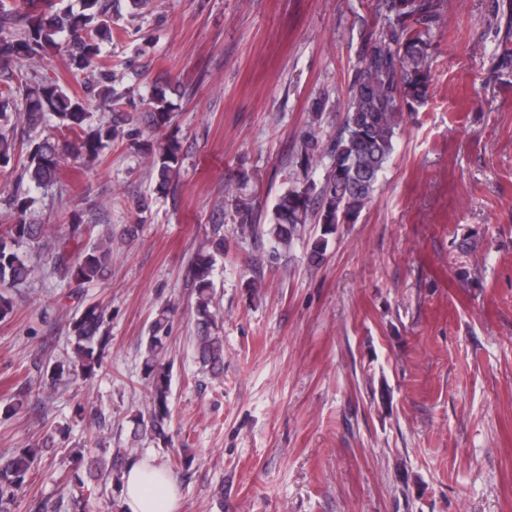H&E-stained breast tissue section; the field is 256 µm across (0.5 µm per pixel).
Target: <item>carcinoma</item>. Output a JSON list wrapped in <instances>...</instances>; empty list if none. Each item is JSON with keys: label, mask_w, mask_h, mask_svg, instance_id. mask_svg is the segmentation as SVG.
<instances>
[{"label": "carcinoma", "mask_w": 512, "mask_h": 512, "mask_svg": "<svg viewBox=\"0 0 512 512\" xmlns=\"http://www.w3.org/2000/svg\"><path fill=\"white\" fill-rule=\"evenodd\" d=\"M29 0L33 9L0 0V70L35 63L49 54L64 57L72 72L90 71L97 79L70 91L58 81H32L8 76L0 86V166L8 165L17 147L27 148L21 179L29 190L15 192L11 199L12 223L0 232V288H16L28 281L33 258L44 255L63 268L70 283L80 289L105 279L112 267V247L104 241L91 249L82 246L88 228L65 224L64 242L48 249L43 224L28 221L34 200L32 189H46L57 182L63 157L87 165L101 161L103 151L117 138L137 133L144 122L150 134L136 140L154 178L156 191L164 193L176 182L182 161V143L168 134L174 107L168 89L155 87L147 115L117 112L110 122L93 121L92 103L102 107L118 104L112 92L109 68L103 63L106 46L112 44L111 0H77L78 6ZM377 21L365 39L351 76L345 116L336 136L324 139L322 114L328 98L320 95L308 107L310 119L300 135L296 164L303 176L277 196L270 220L257 223L248 206L236 209L242 228L270 243L272 264L308 224L320 226L309 252V263L321 265L328 238L339 224H354L367 207L380 176L396 149L403 116L423 106L431 95L432 66L437 38L444 25L441 0H376ZM53 121L63 139L49 135L33 138L30 132ZM323 168L320 181L309 176ZM211 248L200 249L191 259L196 300L193 309L194 352L200 370L218 378L224 371V339L218 334L213 305V270L216 257L224 255V225L211 230ZM175 309L161 308L151 319L144 337L143 408L132 418V439L150 438L170 445L171 396L169 335ZM107 309L90 303L68 322L70 352L48 363L40 379L50 395L61 386L92 378L102 368L110 336ZM61 454L68 465L66 485L73 512H87L91 497L102 499L112 509L109 485H122L123 474L139 448L132 445L115 453L111 462L95 448H20L0 455V512H15L21 492L28 486L38 459L46 453Z\"/></svg>", "instance_id": "obj_1"}]
</instances>
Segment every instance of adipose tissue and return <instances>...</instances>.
<instances>
[{
  "mask_svg": "<svg viewBox=\"0 0 512 512\" xmlns=\"http://www.w3.org/2000/svg\"><path fill=\"white\" fill-rule=\"evenodd\" d=\"M124 512H177V482L151 455L133 461L123 476Z\"/></svg>",
  "mask_w": 512,
  "mask_h": 512,
  "instance_id": "1",
  "label": "adipose tissue"
}]
</instances>
